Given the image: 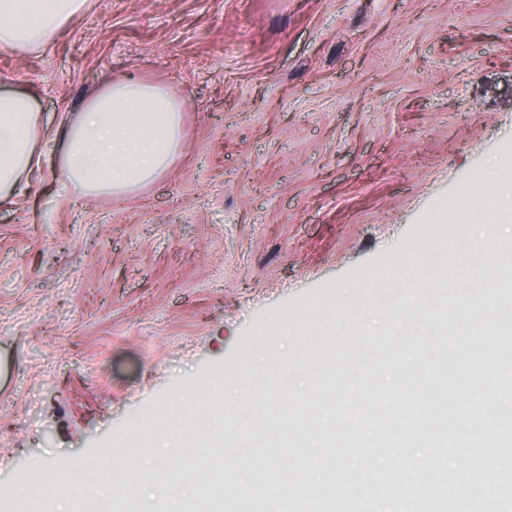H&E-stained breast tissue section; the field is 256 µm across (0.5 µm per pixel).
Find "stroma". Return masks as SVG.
<instances>
[{
    "label": "stroma",
    "instance_id": "1",
    "mask_svg": "<svg viewBox=\"0 0 512 512\" xmlns=\"http://www.w3.org/2000/svg\"><path fill=\"white\" fill-rule=\"evenodd\" d=\"M128 73L184 104L174 167L87 198L48 157L0 203V512H22L35 470L90 459L130 512L124 448L261 356L270 432L286 371L344 375L374 401L389 260L467 243L470 226L431 216L512 178V0H91L46 53L0 48V80L52 129ZM476 242L495 327L512 329V213ZM417 277L434 307L474 291Z\"/></svg>",
    "mask_w": 512,
    "mask_h": 512
}]
</instances>
